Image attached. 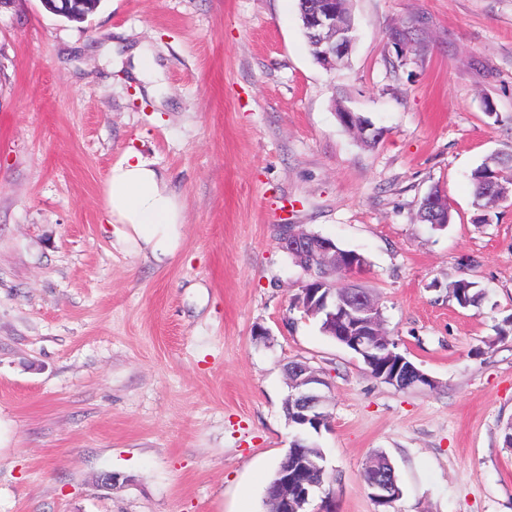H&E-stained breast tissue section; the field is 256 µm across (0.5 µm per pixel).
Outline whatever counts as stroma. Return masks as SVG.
<instances>
[{"instance_id":"obj_1","label":"stroma","mask_w":512,"mask_h":512,"mask_svg":"<svg viewBox=\"0 0 512 512\" xmlns=\"http://www.w3.org/2000/svg\"><path fill=\"white\" fill-rule=\"evenodd\" d=\"M350 10L355 42L328 70L298 0H101L81 22L42 0L0 9V512H266L293 360L331 397L315 440L336 512H376L378 452L402 489L391 512H512V201L483 213L470 180L512 155V0ZM136 46L155 91L120 67ZM131 147L184 204L161 262L102 215ZM434 189L441 230L418 218ZM282 224L366 257L354 282L434 388L372 378L292 307L307 275ZM459 280L479 305L457 304ZM104 471L123 487L97 488ZM133 63L136 66L135 74L138 78L148 82H154L158 78V66L149 50L145 48L137 50Z\"/></svg>"}]
</instances>
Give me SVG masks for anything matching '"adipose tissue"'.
Here are the masks:
<instances>
[{"mask_svg":"<svg viewBox=\"0 0 512 512\" xmlns=\"http://www.w3.org/2000/svg\"><path fill=\"white\" fill-rule=\"evenodd\" d=\"M102 208L117 243L172 257L184 224V206L168 181L136 149L113 163L104 181Z\"/></svg>","mask_w":512,"mask_h":512,"instance_id":"adipose-tissue-1","label":"adipose tissue"}]
</instances>
